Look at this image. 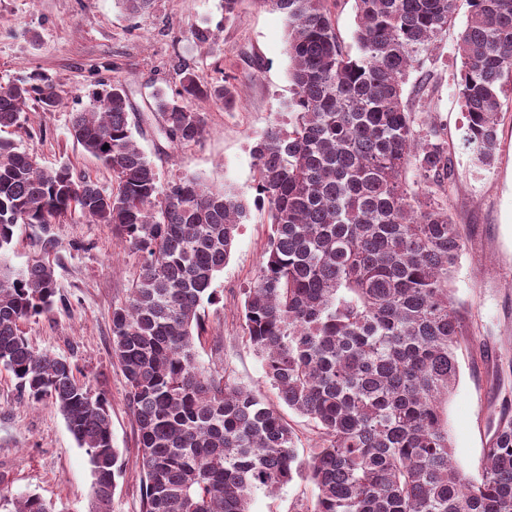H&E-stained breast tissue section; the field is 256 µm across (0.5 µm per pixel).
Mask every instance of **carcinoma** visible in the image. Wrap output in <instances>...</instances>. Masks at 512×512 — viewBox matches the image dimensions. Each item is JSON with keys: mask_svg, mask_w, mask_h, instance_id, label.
Returning <instances> with one entry per match:
<instances>
[{"mask_svg": "<svg viewBox=\"0 0 512 512\" xmlns=\"http://www.w3.org/2000/svg\"><path fill=\"white\" fill-rule=\"evenodd\" d=\"M255 2L287 17L294 95L288 127L271 124L252 146L253 204L268 208L272 231L244 291L243 331L281 401L318 430L306 456L277 408L198 360L204 304L218 300L214 282L249 204L197 177L161 184L118 81L89 90L70 128L112 171L111 191L0 139V366L31 402L56 405L88 456L93 512H111L122 467L109 401L20 328L53 309L54 268L8 264L17 225L77 211L141 257L128 296L112 306V355L137 432L143 512H251L256 492L297 477L316 493L294 512H512L511 411L492 425L479 477L453 460L446 405L463 333L451 279L465 247L448 206L454 160L444 126H418L404 101L459 0H355L354 55L336 33L338 0ZM469 4L456 85L467 146L488 169L512 99V0ZM175 74L150 108L170 143H197L205 120L187 101L230 108L235 91L185 65ZM60 105L44 73L0 86V128ZM0 509L58 512L36 494L2 492Z\"/></svg>", "mask_w": 512, "mask_h": 512, "instance_id": "obj_1", "label": "carcinoma"}]
</instances>
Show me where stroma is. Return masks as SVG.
I'll list each match as a JSON object with an SVG mask.
<instances>
[{
    "label": "stroma",
    "mask_w": 512,
    "mask_h": 512,
    "mask_svg": "<svg viewBox=\"0 0 512 512\" xmlns=\"http://www.w3.org/2000/svg\"><path fill=\"white\" fill-rule=\"evenodd\" d=\"M469 10L467 0H459L454 23L427 63L434 74L428 98L418 99L410 88L404 97L418 120L434 117L444 124L454 158L449 200L465 251L452 288L465 311L466 341L457 352L460 373L448 402V427L455 459L475 476L491 420L502 405L512 406V102L502 108L494 164L478 168L464 143L455 86V48ZM201 28L211 32L203 44L195 38ZM287 30L284 14L255 0H244L232 21L224 18V0H154L148 12L135 16L119 0H0V84L43 72L63 98L55 111L37 112L0 137L35 151L43 166L65 164L112 189L111 171L69 129L95 81L119 80L134 107L135 139L161 181L195 175L253 199L252 144L272 122L288 119ZM181 63L209 81L234 85L238 96L228 109L210 99L191 100L190 108L205 118L204 136L173 146L160 135L162 120L149 103L155 87L175 80ZM269 231L266 211L251 210L215 283L221 299L205 308L199 360L228 368L238 383L276 406L278 394L242 329L243 291L256 278ZM36 258L53 266L58 294L51 312L23 322L21 330L36 350L67 358L81 380L106 394L114 445L124 462L111 512H141L135 425L125 379L112 358V306L125 299L140 257L111 226L74 214L44 228L16 227L11 265L20 269ZM91 481L88 456L55 405L30 402L0 368V482L12 493L53 501L61 512H88ZM314 494L311 483L298 479L272 495L257 492L251 510L292 512L297 498Z\"/></svg>",
    "instance_id": "stroma-1"
}]
</instances>
